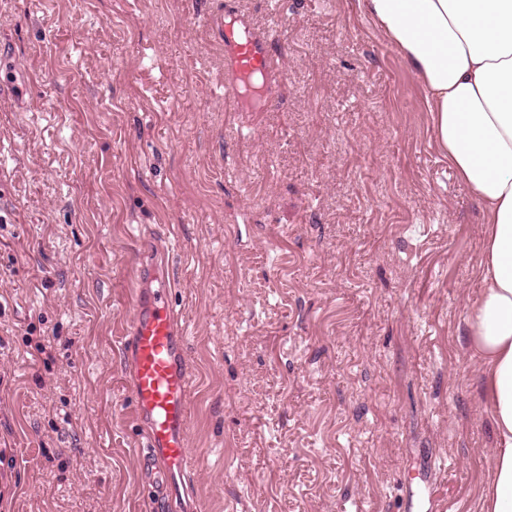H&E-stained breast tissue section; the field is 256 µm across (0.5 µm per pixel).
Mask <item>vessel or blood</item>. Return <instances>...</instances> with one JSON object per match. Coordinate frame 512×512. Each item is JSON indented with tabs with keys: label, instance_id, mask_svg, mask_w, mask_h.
Masks as SVG:
<instances>
[{
	"label": "vessel or blood",
	"instance_id": "vessel-or-blood-1",
	"mask_svg": "<svg viewBox=\"0 0 512 512\" xmlns=\"http://www.w3.org/2000/svg\"><path fill=\"white\" fill-rule=\"evenodd\" d=\"M208 23L224 50L225 97H245L254 80L274 79L278 63L272 42L284 36L280 25L256 32L242 20L225 22L220 13L210 16ZM158 269L152 252L139 253L135 259L137 286L122 331L121 351L135 417L144 431V443L137 452L143 482L164 512L176 505L191 512L194 492L186 479L190 378L183 328L168 298V286L156 283Z\"/></svg>",
	"mask_w": 512,
	"mask_h": 512
}]
</instances>
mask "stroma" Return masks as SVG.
Returning a JSON list of instances; mask_svg holds the SVG:
<instances>
[{"label":"stroma","mask_w":512,"mask_h":512,"mask_svg":"<svg viewBox=\"0 0 512 512\" xmlns=\"http://www.w3.org/2000/svg\"><path fill=\"white\" fill-rule=\"evenodd\" d=\"M281 21L274 102L224 100L220 0H0V512H151L119 354L169 236L198 512H480L464 336L480 210L355 0Z\"/></svg>","instance_id":"stroma-1"}]
</instances>
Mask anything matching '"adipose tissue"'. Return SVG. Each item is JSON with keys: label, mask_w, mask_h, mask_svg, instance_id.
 <instances>
[{"label": "adipose tissue", "mask_w": 512, "mask_h": 512, "mask_svg": "<svg viewBox=\"0 0 512 512\" xmlns=\"http://www.w3.org/2000/svg\"><path fill=\"white\" fill-rule=\"evenodd\" d=\"M426 91L433 133L482 210L467 348L494 431L481 512H512V0H356Z\"/></svg>", "instance_id": "obj_1"}]
</instances>
